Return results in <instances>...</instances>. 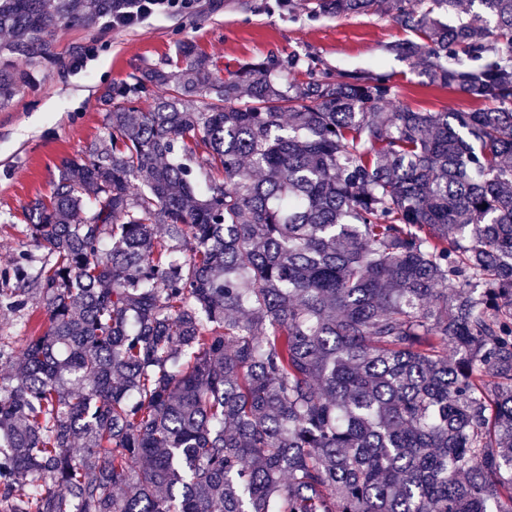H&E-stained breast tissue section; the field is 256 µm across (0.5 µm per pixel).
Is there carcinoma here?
Segmentation results:
<instances>
[{"mask_svg": "<svg viewBox=\"0 0 512 512\" xmlns=\"http://www.w3.org/2000/svg\"><path fill=\"white\" fill-rule=\"evenodd\" d=\"M113 2L0 0V103ZM461 2L309 0L390 9L468 111L190 44L112 84L28 208L48 327L0 348V512H512V0Z\"/></svg>", "mask_w": 512, "mask_h": 512, "instance_id": "cac0c4a2", "label": "carcinoma"}]
</instances>
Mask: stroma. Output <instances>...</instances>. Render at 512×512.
I'll return each mask as SVG.
<instances>
[{
    "mask_svg": "<svg viewBox=\"0 0 512 512\" xmlns=\"http://www.w3.org/2000/svg\"><path fill=\"white\" fill-rule=\"evenodd\" d=\"M293 10L280 0H193L190 8L157 15L134 28L90 30L59 25L53 32L63 68L28 65L30 79L0 104V289L18 285L17 270L35 273L43 253L32 246L27 207L49 197L60 160L77 154L102 134L101 101L112 83L147 68L173 69L178 47L191 43L211 68L227 73L239 64L296 53L314 55L331 74L385 70L395 73L400 101L420 110L461 111L474 103L464 94L428 86L388 45L411 39L387 13L310 17L305 0ZM84 57L82 68L72 58ZM26 243L27 261L17 259ZM47 314L37 299L25 309L0 307V342L19 344L42 334Z\"/></svg>",
    "mask_w": 512,
    "mask_h": 512,
    "instance_id": "obj_1",
    "label": "stroma"
}]
</instances>
